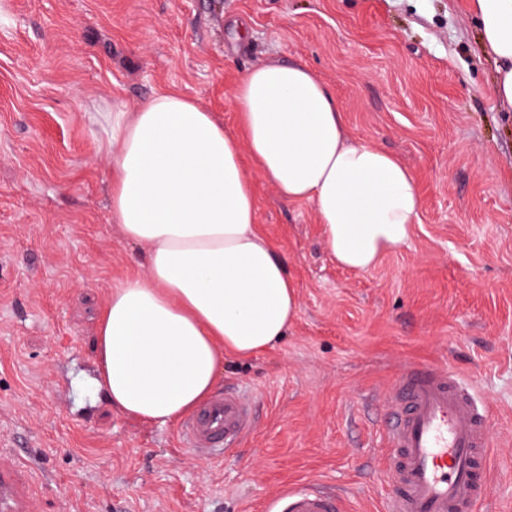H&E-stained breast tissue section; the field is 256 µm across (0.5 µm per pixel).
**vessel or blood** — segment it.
I'll use <instances>...</instances> for the list:
<instances>
[{
  "label": "vessel or blood",
  "mask_w": 512,
  "mask_h": 512,
  "mask_svg": "<svg viewBox=\"0 0 512 512\" xmlns=\"http://www.w3.org/2000/svg\"><path fill=\"white\" fill-rule=\"evenodd\" d=\"M391 485L383 512H474L490 484L489 405L456 373L438 364L404 368L388 393ZM254 427L250 403L237 394L214 395L180 424L182 443L221 457ZM22 472L0 465V512H26L18 493ZM340 495L287 487L268 512H343Z\"/></svg>",
  "instance_id": "1"
}]
</instances>
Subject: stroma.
<instances>
[{"label":"stroma","instance_id":"1","mask_svg":"<svg viewBox=\"0 0 512 512\" xmlns=\"http://www.w3.org/2000/svg\"><path fill=\"white\" fill-rule=\"evenodd\" d=\"M477 39L464 0H0V448L32 471L27 512H266L306 483L381 512L384 395L433 363L493 407L482 512L512 504V122ZM272 58L313 68L422 207L409 241L352 273L311 204L255 178L299 316L226 360L255 426L210 460L93 383L101 311L144 253L111 222L103 115L170 88L234 124L236 83Z\"/></svg>","mask_w":512,"mask_h":512}]
</instances>
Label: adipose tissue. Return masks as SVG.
Masks as SVG:
<instances>
[{
  "mask_svg": "<svg viewBox=\"0 0 512 512\" xmlns=\"http://www.w3.org/2000/svg\"><path fill=\"white\" fill-rule=\"evenodd\" d=\"M481 55L494 68L498 111L512 113V0H466ZM225 126L195 100L155 92L105 116L111 215L147 248L145 272L112 290L97 333L101 386L113 408L167 424L198 407L224 359L278 342L298 315L297 284L257 224L243 156L291 202L312 204L337 264L364 272L406 243L421 197L409 169L352 141L342 105L298 62L248 70Z\"/></svg>",
  "mask_w": 512,
  "mask_h": 512,
  "instance_id": "1",
  "label": "adipose tissue"
}]
</instances>
